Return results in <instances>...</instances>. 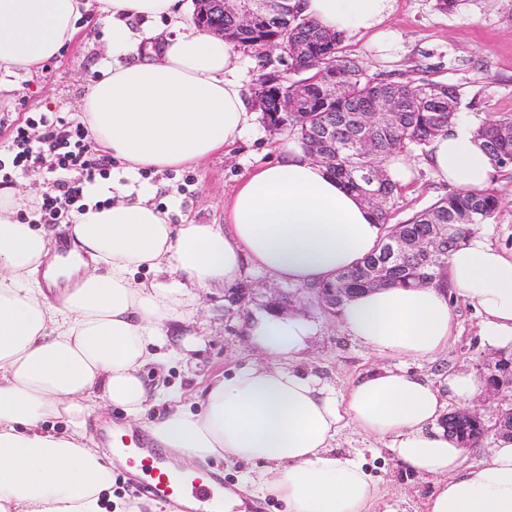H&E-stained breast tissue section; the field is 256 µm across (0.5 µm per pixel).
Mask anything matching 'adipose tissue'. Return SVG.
Masks as SVG:
<instances>
[{"label":"adipose tissue","mask_w":512,"mask_h":512,"mask_svg":"<svg viewBox=\"0 0 512 512\" xmlns=\"http://www.w3.org/2000/svg\"><path fill=\"white\" fill-rule=\"evenodd\" d=\"M91 0H0V98L13 76L34 74L78 31ZM112 57L90 82L78 117L100 154L128 177L139 170L192 168L234 145L254 113L236 76L242 45L182 19L179 0H98ZM397 0H302L323 30L368 36L389 52L387 24ZM164 19L175 29L146 51L130 22ZM280 161L253 169L224 200V224H174L154 205V187L113 182L108 205L73 213L63 232L69 261L50 258L51 239L22 206L37 194L0 188V512L106 510L112 462L93 444L90 419L120 410L115 436L144 426L175 471L234 460L251 463L224 490V512L242 497L284 502L288 512H367L376 486L360 452L338 453L346 425L390 442L395 463L432 479L424 512H512V439L479 463L440 419L447 400L465 405L487 385L449 373L444 386L402 367L360 376L342 393L297 368L316 328L299 315L258 312L246 323L262 360L204 387L199 411L150 385L148 367L165 363L169 325L195 316V293L230 287L249 269L308 287L355 266L378 246L371 209L293 139ZM429 163L460 190L483 189L488 156L465 126L438 136ZM153 277L136 279L139 269ZM448 280L478 312L490 349L512 348V253L471 232L449 255ZM342 330L380 356L422 360L457 334L448 297L432 285L382 286L345 301ZM164 404L146 418L148 408ZM64 421L55 431V421Z\"/></svg>","instance_id":"ef3b65f1"}]
</instances>
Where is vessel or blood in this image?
I'll return each instance as SVG.
<instances>
[{
	"mask_svg": "<svg viewBox=\"0 0 512 512\" xmlns=\"http://www.w3.org/2000/svg\"><path fill=\"white\" fill-rule=\"evenodd\" d=\"M114 454L123 460L137 493L167 502L174 512H224V498L209 486L208 473L176 476L162 452L147 447L141 436H122Z\"/></svg>",
	"mask_w": 512,
	"mask_h": 512,
	"instance_id": "vessel-or-blood-1",
	"label": "vessel or blood"
}]
</instances>
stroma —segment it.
<instances>
[{
  "label": "stroma",
  "mask_w": 512,
  "mask_h": 512,
  "mask_svg": "<svg viewBox=\"0 0 512 512\" xmlns=\"http://www.w3.org/2000/svg\"><path fill=\"white\" fill-rule=\"evenodd\" d=\"M397 50L381 59L369 49L366 39H345L346 55L359 59L367 74L380 79H432L457 85L462 94L460 120L473 125L512 113V0H457L454 7L440 10L436 0H398L389 22ZM108 30L100 24L82 25L75 41L42 68L41 75L15 76L12 99L0 103V114L11 122L0 124V171L8 183L49 193L55 174L47 168L22 170L12 165L13 123H29L32 134H40L41 117L62 116L76 121L82 93L88 83L110 65ZM279 136L253 119L242 139L228 152L214 155L196 168L156 173L140 171L137 182L155 186L154 203L167 211L172 223L189 218L197 224L224 221V199L238 180L252 169L274 163ZM415 176L403 187L393 210L394 223H401L448 193L426 164L422 152L409 153ZM488 189L503 198L501 209L484 229L488 243L512 253V167L495 170ZM198 318L193 323H176L171 333L176 340L195 336V349L186 356L170 358L159 374L165 387L180 391L185 400H196L209 381L229 370L256 361V353L242 335L243 322L254 312H294L316 327L312 347L300 369L313 373L337 390L367 371L384 366L385 358L347 336L339 327L336 313L322 308L317 292L275 280L253 271L231 288L200 291ZM449 302L460 334L443 351L421 361L405 362L409 372L439 380L455 368L487 377L496 363L511 358V351L490 352L478 336L479 316L457 294ZM340 451L362 450L367 466L378 484L373 512L396 505L398 512H421L422 503L433 490L430 482L396 467L385 441L361 434L347 426L337 437Z\"/></svg>",
  "instance_id": "1"
}]
</instances>
